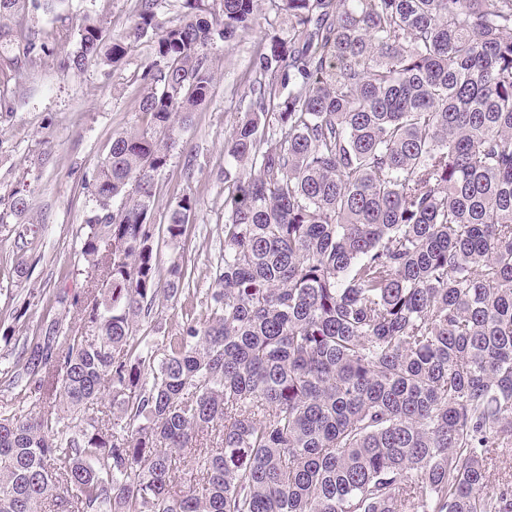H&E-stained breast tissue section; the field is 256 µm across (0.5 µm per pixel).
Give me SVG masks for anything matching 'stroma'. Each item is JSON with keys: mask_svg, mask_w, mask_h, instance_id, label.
I'll use <instances>...</instances> for the list:
<instances>
[{"mask_svg": "<svg viewBox=\"0 0 512 512\" xmlns=\"http://www.w3.org/2000/svg\"><path fill=\"white\" fill-rule=\"evenodd\" d=\"M133 5L134 0H65L60 13L75 21L96 15L117 36L133 26ZM263 35L257 26L217 49L214 94L181 128L180 144L156 178L154 223H166L183 194L198 202L180 245L164 242L160 249L163 261L182 256L194 263L189 286L200 291L212 287L224 248V138L246 109L241 79ZM151 59L152 47L143 40L111 71L91 65L65 73L58 58L44 59L13 87L11 109L0 114V209L16 186L26 185L25 221L40 228L20 248L14 234L0 227V408L9 407L14 395L9 372L24 338L55 318L70 326L57 295L95 287L79 273L80 229L89 204L82 177L106 156L113 132L134 126L137 78Z\"/></svg>", "mask_w": 512, "mask_h": 512, "instance_id": "35a3bbf8", "label": "stroma"}]
</instances>
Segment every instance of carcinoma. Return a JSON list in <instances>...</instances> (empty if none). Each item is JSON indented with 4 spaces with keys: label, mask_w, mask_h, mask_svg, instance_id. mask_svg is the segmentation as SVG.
<instances>
[{
    "label": "carcinoma",
    "mask_w": 512,
    "mask_h": 512,
    "mask_svg": "<svg viewBox=\"0 0 512 512\" xmlns=\"http://www.w3.org/2000/svg\"><path fill=\"white\" fill-rule=\"evenodd\" d=\"M159 2L120 36L82 16L63 54L27 24L62 0H0V110L44 58L153 50L138 122L82 179L85 272L109 287L24 339L14 400L40 410L0 413V512H512L488 476L512 452V0ZM261 19L215 287L159 356L131 340L191 277L159 236L197 200L152 223L155 177L214 51ZM27 211L15 189L0 223Z\"/></svg>",
    "instance_id": "cac0c4a2"
}]
</instances>
